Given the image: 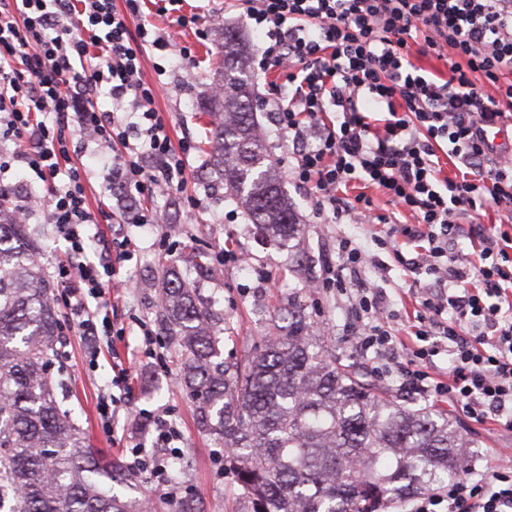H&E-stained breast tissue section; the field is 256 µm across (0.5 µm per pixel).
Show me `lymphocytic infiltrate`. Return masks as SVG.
Listing matches in <instances>:
<instances>
[{"mask_svg":"<svg viewBox=\"0 0 512 512\" xmlns=\"http://www.w3.org/2000/svg\"><path fill=\"white\" fill-rule=\"evenodd\" d=\"M144 0H0V209L25 220L32 210L8 180L12 169L32 171L49 190L44 205L67 248L51 263L61 328L83 336L86 356L126 336L114 323L120 269L134 243L106 242L98 259L86 256L94 224L156 229L151 207L160 191L181 195L188 208L187 164L198 150L173 141L156 102L162 82H148L147 51L168 53L186 76L198 63L189 47L131 19ZM233 7L266 31L261 70L289 85L271 102L274 125L292 145L290 178L307 190L317 217L372 227V242L388 250L410 281L413 311L405 330L394 326L382 291L365 279L376 265L354 240L338 243L339 260L325 264L318 286L347 298L350 332L374 371L399 368L413 388L445 398L471 422L512 431V231L482 224L495 211L512 222V150L486 141L489 127L512 126V0H234ZM444 61L447 75H428L416 60ZM112 101L102 110L99 97ZM378 112L365 113L367 101ZM79 150H111L103 175L74 163ZM466 170L444 175L438 150ZM102 177L101 188L92 185ZM386 196L396 213L377 211L368 189ZM100 190L104 203L91 205ZM472 250L456 255L459 239ZM446 354V372L431 373ZM113 391L102 395L100 423L110 429L134 393L131 365L114 366ZM150 448L134 444L127 467L157 477L156 489L176 493L163 476L179 457L182 433L165 411L143 415ZM512 512V463L493 455L485 469L435 494L418 496L414 512Z\"/></svg>","mask_w":512,"mask_h":512,"instance_id":"lymphocytic-infiltrate-1","label":"lymphocytic infiltrate"}]
</instances>
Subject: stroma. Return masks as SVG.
Instances as JSON below:
<instances>
[{"label": "stroma", "mask_w": 512, "mask_h": 512, "mask_svg": "<svg viewBox=\"0 0 512 512\" xmlns=\"http://www.w3.org/2000/svg\"><path fill=\"white\" fill-rule=\"evenodd\" d=\"M182 14H198L196 25L180 27L174 16H160L154 5H145L140 18L132 19L131 27L142 23L157 26L162 33L171 35L179 44L190 47L199 62L192 79H184L182 70L175 68L166 53L153 51L146 55L143 70L148 80L158 77L157 67H164L165 82L169 90L159 97L157 106L166 113L173 126L174 138L190 135L200 150L189 158L187 167L188 191L199 198L201 205L194 219H187L183 201L178 195L159 192L154 207L166 211V231L177 243L176 256H168L158 244V236L142 229L113 223L105 227L106 236L118 233L129 235L136 247L131 261L120 270L125 282L120 305L115 314L118 321L129 322L140 317L157 322L159 294L156 284L165 269L192 281L198 290L200 302L208 306L217 317L219 347L224 360L230 364L244 362L249 355L260 350L265 336L273 326L287 327L288 302H304L313 333L333 341L338 353L356 358L355 345L349 335L350 313L346 300L332 295L311 296L306 290L308 280L316 278L325 261L336 260L338 239L349 237L364 249H371V228L367 225L343 221L340 224L320 223L311 209L306 192L292 180H284L283 187L295 209L302 229L306 274L297 279L288 271L289 254L263 238L249 223L242 207L224 196V188L213 168L208 167L209 151L214 131L213 118L198 112L196 104L210 91L217 78L220 60L216 55L220 27L235 29L241 38L243 69L253 88V111L258 129L263 136L272 161L285 156L286 147L272 124L267 106L276 97L284 81L277 72H261L258 57L265 40L264 31L238 11H225L224 0H185ZM207 29L208 39H198L196 28ZM228 249L235 253L234 261L223 269L210 271L198 268L196 253L215 259L217 253ZM384 269L369 268L367 277L382 288L388 307L397 315H404L411 306L408 285L401 268L387 251H379ZM272 272L271 283H263V272ZM65 357L60 365L65 382L64 409L86 432L92 448L117 466H124L129 457L125 448L113 446L100 425L98 402L103 392L109 391L114 355H133L135 360V397L119 413L118 431H135L142 411L167 408L171 419L183 434L181 455L170 462L167 479L178 494H195L203 503L205 512H234V481L217 462L218 449L213 440L200 432L196 425L195 409L179 379V367L173 344L162 339L157 361H149L141 352V338L131 333L127 346L118 351L103 350L95 368L85 365V341L78 335L65 339ZM460 430L475 442L472 451L476 468H484L485 448L497 446L504 455L512 456V433L498 432L487 426L469 422L462 413L440 402Z\"/></svg>", "instance_id": "35a3bbf8"}]
</instances>
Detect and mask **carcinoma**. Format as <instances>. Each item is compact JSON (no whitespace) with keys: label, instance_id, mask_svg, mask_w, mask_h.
Here are the masks:
<instances>
[{"label":"carcinoma","instance_id":"carcinoma-1","mask_svg":"<svg viewBox=\"0 0 512 512\" xmlns=\"http://www.w3.org/2000/svg\"><path fill=\"white\" fill-rule=\"evenodd\" d=\"M238 51L224 32V66L197 103L220 119L209 162L251 223L291 249L299 225L268 163ZM159 318L197 426L224 449L237 512H389L470 465L448 414L388 396L311 333L300 304L288 307V333L241 366L224 363L189 280L162 277ZM58 340L28 227L0 222V512H150L145 500L113 493L125 472L89 447L57 401Z\"/></svg>","mask_w":512,"mask_h":512}]
</instances>
